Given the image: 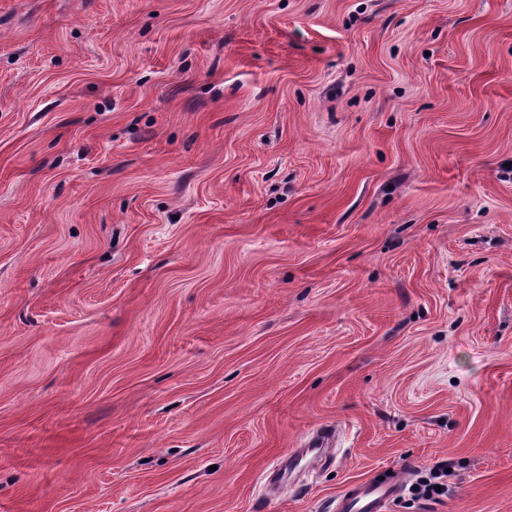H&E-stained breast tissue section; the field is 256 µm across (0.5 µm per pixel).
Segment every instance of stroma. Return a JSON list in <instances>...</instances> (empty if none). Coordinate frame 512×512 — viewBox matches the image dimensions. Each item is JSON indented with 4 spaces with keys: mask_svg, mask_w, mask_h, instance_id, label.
I'll list each match as a JSON object with an SVG mask.
<instances>
[{
    "mask_svg": "<svg viewBox=\"0 0 512 512\" xmlns=\"http://www.w3.org/2000/svg\"><path fill=\"white\" fill-rule=\"evenodd\" d=\"M384 471L512 512V0H0V512ZM334 437L335 431L332 429L326 428L317 432L316 438L321 442V444L315 443L311 445L313 448H298L297 455L288 458V473H290L293 468H296L297 465H299L300 462L308 455H311L310 461L318 458L324 450V448H322L323 444H328L331 440L334 439ZM448 462L440 461L434 464L425 472L413 487V494L416 499L425 501L438 500L441 496L448 493ZM436 486H440V492L436 491Z\"/></svg>",
    "mask_w": 512,
    "mask_h": 512,
    "instance_id": "obj_1",
    "label": "stroma"
}]
</instances>
